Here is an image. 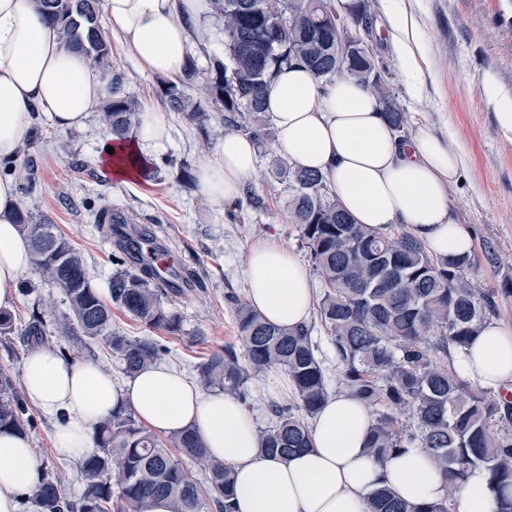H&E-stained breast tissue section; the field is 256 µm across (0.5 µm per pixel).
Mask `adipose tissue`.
Instances as JSON below:
<instances>
[{"mask_svg":"<svg viewBox=\"0 0 512 512\" xmlns=\"http://www.w3.org/2000/svg\"><path fill=\"white\" fill-rule=\"evenodd\" d=\"M389 43L407 93L422 101L427 55L419 21L407 0H381ZM104 25L116 32L140 68L170 81L183 77L192 32H203L211 0H104ZM112 98V79L95 72L90 57L64 48L58 27L35 0H0V158L16 157L31 137L32 115L47 113L62 128L84 127ZM275 153L324 177L341 208L375 231L408 228L435 255L471 254L473 243L456 223L449 189L467 164L464 147L421 125L396 135L368 86L347 72L325 80L307 68L283 67L268 85ZM168 137L161 108L146 104L132 139L100 143L98 160L118 177H139L145 164H127ZM258 147L228 131L196 167L200 193L216 204L239 199L256 174ZM19 181L0 178V310L11 309L31 269V246L17 223ZM248 302L266 321L292 329L313 303L306 266L272 239L256 242L245 261ZM460 369L478 386L512 383V328L487 322L461 353ZM21 385L53 423L58 458L79 461L93 450L96 423L119 409L133 410L154 432H196L208 455L235 473V512H367L370 493L391 488L408 504L454 496L459 512H495L488 473L470 470L451 488L425 449H403L386 462L367 451L370 409L349 393L331 397L311 425L312 446L286 458L260 447L255 418L233 396H201L180 371L157 362L116 381L92 359H63L56 347L31 351ZM40 466L28 438L0 430V512H18L21 496L38 482Z\"/></svg>","mask_w":512,"mask_h":512,"instance_id":"1","label":"adipose tissue"}]
</instances>
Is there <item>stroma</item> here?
<instances>
[{"label":"stroma","mask_w":512,"mask_h":512,"mask_svg":"<svg viewBox=\"0 0 512 512\" xmlns=\"http://www.w3.org/2000/svg\"><path fill=\"white\" fill-rule=\"evenodd\" d=\"M420 35L428 52L431 74L422 103L411 101L394 64L387 28L379 5H372L373 50L388 67L385 81L407 115V130L427 123L450 130L469 156L467 169L450 189L453 216L474 242L473 264L467 271L472 287L493 296L496 322L512 327V136L500 129L496 114L512 109V0H414ZM112 64L123 72L127 91L140 103H160L158 79L143 74L116 35H109ZM494 97H487V90ZM170 135L149 149V159L172 156L174 163L141 178L119 179L97 160L100 141L110 130L102 113H93L86 128L56 127L39 115L34 134L22 153L38 167L41 190L30 207L34 217L56 224L84 254L92 285L107 294L114 271V245L94 222L105 202L133 213L139 225L157 231L183 266L199 270L200 283L188 296L167 295L164 303L178 311L183 332L170 335L113 310L112 325L131 337L148 336L165 347L163 361L195 377L196 365L211 351L241 347L228 296L246 298L243 267L249 248L265 235H275L305 266H312L310 250L298 227L291 224L284 200L288 188L268 171L266 155H259L257 172L247 187L237 220H229L224 206L209 202L196 182L184 181L181 163L197 167L210 154L215 140H203L181 115L166 112ZM245 408L259 427L271 422L272 403L287 402L290 388L278 368L249 383ZM34 427L29 434L39 462L68 473L69 497L81 492L74 463L58 460L52 449L53 426L37 407H30Z\"/></svg>","instance_id":"35a3bbf8"}]
</instances>
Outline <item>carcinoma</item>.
<instances>
[{
	"mask_svg": "<svg viewBox=\"0 0 512 512\" xmlns=\"http://www.w3.org/2000/svg\"><path fill=\"white\" fill-rule=\"evenodd\" d=\"M103 0H38L43 17L60 26L63 45L84 51L104 71L111 45L98 17ZM224 27V50L202 53L209 60L204 86L207 102L220 109L219 122L250 135L259 146L273 137L264 92L274 75L293 63L319 78L345 70L381 100L396 132L406 136V115L375 63L372 49H352L344 30L369 34L370 0H212ZM199 74L189 57L183 78L161 81L169 109L181 113L208 138L213 116L189 93ZM135 97L124 77L112 72V100L104 112L112 137L122 139L138 121ZM270 172L288 183V213L310 248L324 291L320 322L333 346L336 368L352 396L373 415L368 448L381 462L410 445L426 449L449 480L461 485L473 468L489 474L497 512H512V434L494 425L512 416L507 400L472 390L448 356L460 352L496 313L489 296L471 287L470 258L433 255L409 231L375 232L355 223L336 202L324 178L296 168L278 156ZM19 224L31 240L32 265L41 283L60 290L66 306L56 313L51 297L38 296L24 326L0 310V343L13 348L17 334L35 348L52 341L64 357L82 358L102 341L116 354L121 372L131 377L160 360L149 337L132 339L112 328V306L164 332L183 331L182 316L164 305L165 291L147 268L133 266L136 240L117 242L108 281L110 301L93 288L85 257L55 225L34 220L22 205ZM244 353L232 346L212 352L197 366L206 389L246 399L247 383L270 367L288 375L294 400L272 406L271 425L259 430L262 449L287 457L310 447L309 421L330 396V366L313 340V327L289 330L267 322L248 302L230 297ZM28 407L8 371L0 369V428L28 435ZM95 450L78 466V498L65 495L66 476L41 468L30 499L37 512H149L168 498L172 512H231V466L211 460L192 430L162 441L130 410L114 411L94 427ZM204 473L198 479L188 463ZM368 512H451V499L409 505L382 486L369 496Z\"/></svg>",
	"mask_w": 512,
	"mask_h": 512,
	"instance_id": "obj_1",
	"label": "carcinoma"
}]
</instances>
